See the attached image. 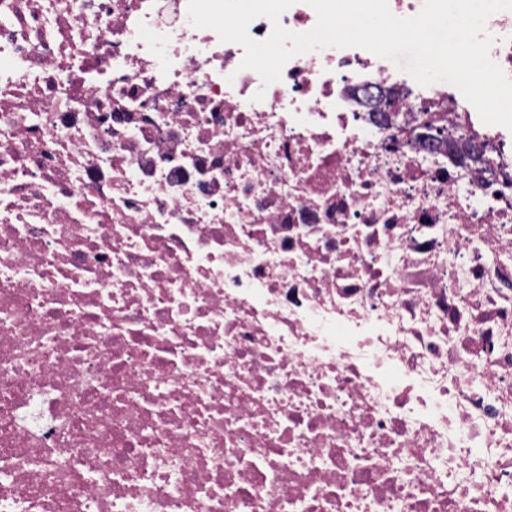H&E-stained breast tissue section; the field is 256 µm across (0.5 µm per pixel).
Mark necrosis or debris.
<instances>
[{"instance_id": "4bbe7bcc", "label": "necrosis or debris", "mask_w": 512, "mask_h": 512, "mask_svg": "<svg viewBox=\"0 0 512 512\" xmlns=\"http://www.w3.org/2000/svg\"><path fill=\"white\" fill-rule=\"evenodd\" d=\"M243 57L0 0V512H512V151L365 49Z\"/></svg>"}]
</instances>
